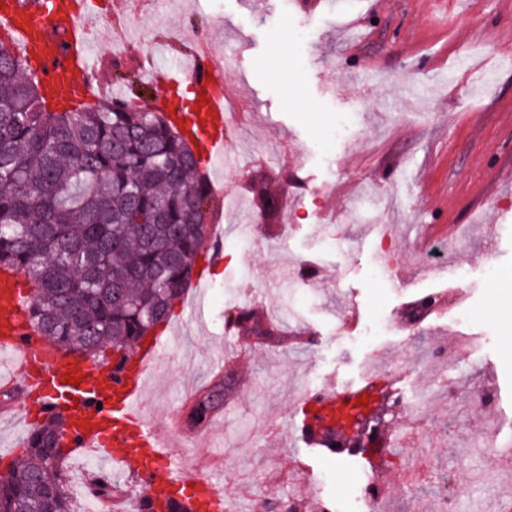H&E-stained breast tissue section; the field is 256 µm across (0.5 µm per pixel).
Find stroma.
Wrapping results in <instances>:
<instances>
[{"instance_id":"35a3bbf8","label":"stroma","mask_w":512,"mask_h":512,"mask_svg":"<svg viewBox=\"0 0 512 512\" xmlns=\"http://www.w3.org/2000/svg\"><path fill=\"white\" fill-rule=\"evenodd\" d=\"M77 2L94 11L96 51L113 62L104 76L124 91L163 90L156 69L187 67L201 38L250 111L224 132L223 166L207 171L224 191L225 259L207 271L201 316L193 286L175 308L142 403L172 450L246 512H341L374 481L381 512H441L452 480L458 512L512 500V0ZM264 191L276 219L261 210ZM376 224L392 254L382 278ZM452 262L469 278L450 276ZM427 294L442 314L402 323L406 303ZM244 309L297 343L247 341L232 324ZM379 320L385 333L365 340ZM453 336L475 353L449 351ZM217 359L237 375L223 429L195 431L185 395ZM369 372L382 411L363 445H319L310 394ZM477 389L494 403H471ZM99 469L136 512L140 472L83 452L66 463L75 506Z\"/></svg>"}]
</instances>
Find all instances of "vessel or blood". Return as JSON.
<instances>
[{"label": "vessel or blood", "instance_id": "vessel-or-blood-1", "mask_svg": "<svg viewBox=\"0 0 512 512\" xmlns=\"http://www.w3.org/2000/svg\"><path fill=\"white\" fill-rule=\"evenodd\" d=\"M0 26L10 29L12 50L29 57L46 96L76 106L88 98L112 94L87 38L88 21L75 5L43 0H0ZM170 84L189 81L204 91L202 106L186 109L182 100L165 93L147 101L149 110L162 113L178 130L190 136L196 154L206 163L224 159V128L228 122L224 100L216 94L221 70L209 53L191 52L188 70L167 72ZM31 290L22 288L17 274L0 269V370L29 407L24 420L34 425L57 411H65L66 441L75 450H91L121 462H162L168 482L191 488L183 498L193 512H224V497L212 477L183 470L173 460L161 430L141 412L147 375L160 347L138 351L133 365L120 367L110 361L90 362L67 354L34 329L27 310ZM81 376L80 385L71 377ZM369 382L342 384L315 392L316 403L333 406L366 393Z\"/></svg>", "mask_w": 512, "mask_h": 512}]
</instances>
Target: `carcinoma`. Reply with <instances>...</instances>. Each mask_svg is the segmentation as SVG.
<instances>
[{
	"label": "carcinoma",
	"mask_w": 512,
	"mask_h": 512,
	"mask_svg": "<svg viewBox=\"0 0 512 512\" xmlns=\"http://www.w3.org/2000/svg\"><path fill=\"white\" fill-rule=\"evenodd\" d=\"M0 36V264L34 285L31 324L86 359L120 364L165 323L210 245L211 183L189 141L131 100L55 109L30 62ZM260 342L281 339L242 313ZM234 379L192 401L204 425ZM64 418L34 430L0 470V512H73Z\"/></svg>",
	"instance_id": "obj_1"
}]
</instances>
